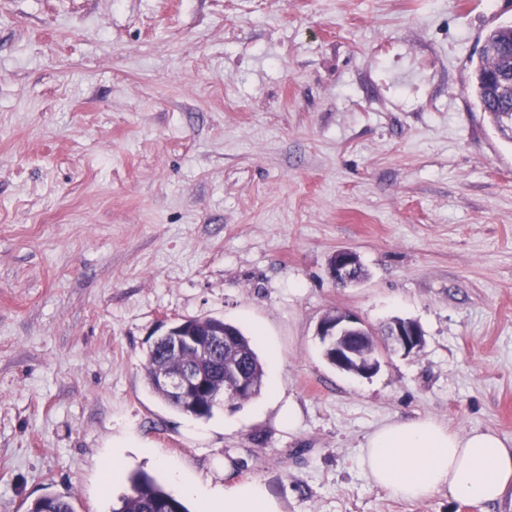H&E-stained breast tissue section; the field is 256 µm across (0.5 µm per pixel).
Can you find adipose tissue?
Masks as SVG:
<instances>
[{"label": "adipose tissue", "instance_id": "1", "mask_svg": "<svg viewBox=\"0 0 512 512\" xmlns=\"http://www.w3.org/2000/svg\"><path fill=\"white\" fill-rule=\"evenodd\" d=\"M360 467L376 488L417 500L444 493L473 506L501 500L512 492V442L498 433L461 434L429 417L386 422L366 438ZM205 512H277L257 482L232 490L184 484Z\"/></svg>", "mask_w": 512, "mask_h": 512}]
</instances>
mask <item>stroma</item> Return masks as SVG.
Listing matches in <instances>:
<instances>
[{
  "instance_id": "stroma-1",
  "label": "stroma",
  "mask_w": 512,
  "mask_h": 512,
  "mask_svg": "<svg viewBox=\"0 0 512 512\" xmlns=\"http://www.w3.org/2000/svg\"><path fill=\"white\" fill-rule=\"evenodd\" d=\"M510 22L512 0H0V512H112L135 471L178 496L173 469L279 512H512L359 465L397 418L512 439V143L469 89ZM339 249L360 285L330 278ZM332 309L425 344L336 370ZM187 317L254 337L279 397L161 401L147 350ZM387 336H389L386 344L387 350L402 352L404 355L419 351L424 344V334L414 321L394 324L392 329L388 330ZM28 512H74L69 500L54 494H47L33 501Z\"/></svg>"
}]
</instances>
